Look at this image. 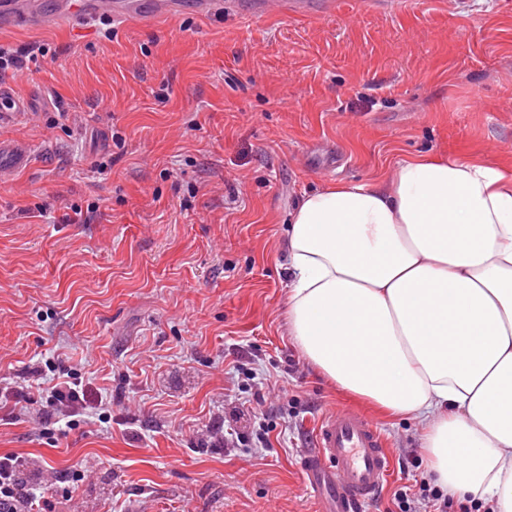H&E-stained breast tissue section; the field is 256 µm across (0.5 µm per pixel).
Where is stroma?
Instances as JSON below:
<instances>
[{
	"label": "stroma",
	"mask_w": 512,
	"mask_h": 512,
	"mask_svg": "<svg viewBox=\"0 0 512 512\" xmlns=\"http://www.w3.org/2000/svg\"><path fill=\"white\" fill-rule=\"evenodd\" d=\"M36 46L0 139V453L54 512H318L299 462L336 409L427 480L417 423L348 395L288 334L286 220L307 190L418 153L512 164V0H396L261 19L0 28ZM81 115L73 125L65 113ZM111 113L104 121L103 113ZM88 220L71 224V208ZM66 372L71 416L12 391ZM242 437L215 445L225 429ZM269 445L256 447L258 429ZM74 385L72 387L68 381H62L56 383L54 386L48 388L50 389L48 395L59 408H63L64 410L70 413H80L88 408H96V406L102 404V398L100 401L96 398H92L88 391L84 388L81 390L77 389L78 385Z\"/></svg>",
	"instance_id": "stroma-1"
}]
</instances>
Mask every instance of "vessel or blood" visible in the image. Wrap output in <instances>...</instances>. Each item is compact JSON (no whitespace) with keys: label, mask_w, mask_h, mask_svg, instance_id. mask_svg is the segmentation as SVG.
Segmentation results:
<instances>
[{"label":"vessel or blood","mask_w":512,"mask_h":512,"mask_svg":"<svg viewBox=\"0 0 512 512\" xmlns=\"http://www.w3.org/2000/svg\"><path fill=\"white\" fill-rule=\"evenodd\" d=\"M180 0H61L55 14L40 0H0V26L87 25L100 16L131 23L167 18L181 10ZM333 0H288L290 14L321 17L333 12ZM302 475L322 503V512H362L387 484L394 461L383 433L361 413L340 409L323 420L316 443L300 462Z\"/></svg>","instance_id":"1"}]
</instances>
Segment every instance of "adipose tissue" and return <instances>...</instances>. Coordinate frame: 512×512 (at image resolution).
<instances>
[{"label":"adipose tissue","mask_w":512,"mask_h":512,"mask_svg":"<svg viewBox=\"0 0 512 512\" xmlns=\"http://www.w3.org/2000/svg\"><path fill=\"white\" fill-rule=\"evenodd\" d=\"M288 334L423 433L449 495L512 512V166L420 153L288 215Z\"/></svg>","instance_id":"1"}]
</instances>
